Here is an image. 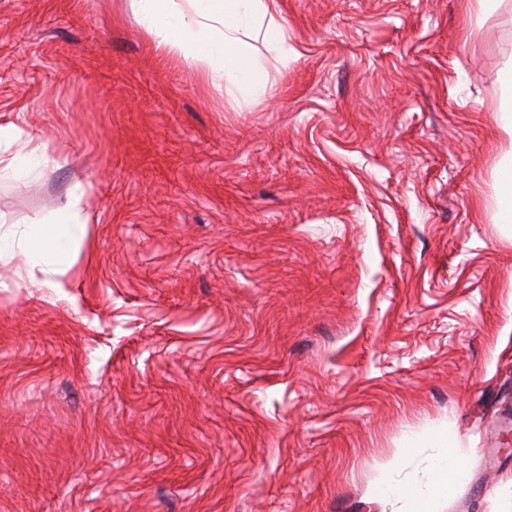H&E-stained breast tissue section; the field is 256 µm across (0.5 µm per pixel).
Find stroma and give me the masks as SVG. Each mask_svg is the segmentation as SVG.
<instances>
[{"label":"stroma","mask_w":512,"mask_h":512,"mask_svg":"<svg viewBox=\"0 0 512 512\" xmlns=\"http://www.w3.org/2000/svg\"><path fill=\"white\" fill-rule=\"evenodd\" d=\"M263 96L130 0H0V227L88 184L65 298L0 260V512H512V0H275ZM505 70L501 82L496 122L500 130L512 138V68L507 66ZM25 137H29V134L25 135L23 130L13 124H9L5 127L0 125V145L7 143L8 146H19L16 152V157L29 166L33 163L35 167H38L41 163L46 162L47 160H38L39 158H44V156L36 155L35 150H32L31 152H24L25 147L29 143V140H25ZM496 182V224L508 231L512 224V151L505 154L495 169ZM430 441L446 445L448 454L446 458L439 461L433 473V480L430 484L427 494L417 500L416 510L414 512H434L431 510V504L435 499L446 497L460 482L464 480L467 474V466L456 451L455 444L448 440L447 431H440L430 437ZM395 461H388L383 466V477L378 485L375 495L383 494L386 497L389 496H399V497H406L409 495V490L407 487L403 485H399L397 483L393 482L392 473L393 469L395 467Z\"/></svg>","instance_id":"stroma-1"}]
</instances>
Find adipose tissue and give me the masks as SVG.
<instances>
[{"label":"adipose tissue","instance_id":"obj_1","mask_svg":"<svg viewBox=\"0 0 512 512\" xmlns=\"http://www.w3.org/2000/svg\"><path fill=\"white\" fill-rule=\"evenodd\" d=\"M273 0H131L139 23L152 37L157 50L178 55L193 64L204 82L227 94H264L267 77L252 52L251 42L263 39L280 51L288 49V30L276 21ZM87 187L72 193L53 221L37 232L17 239L0 235V256L21 255L31 287H42L46 275H65L73 266L71 248L81 242L87 224L81 204ZM467 474L456 449L449 448L439 461L427 494L418 500L415 512H432L434 500L447 496Z\"/></svg>","mask_w":512,"mask_h":512}]
</instances>
